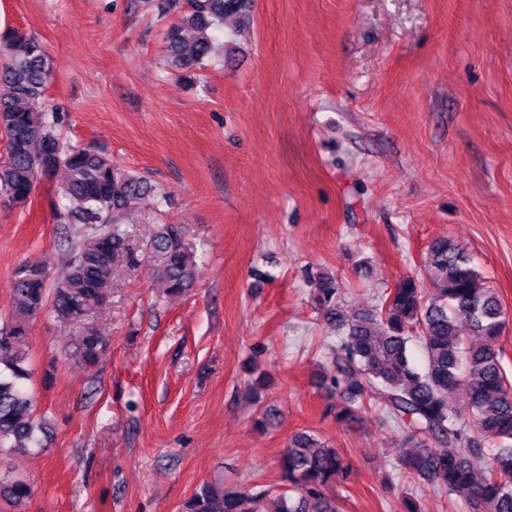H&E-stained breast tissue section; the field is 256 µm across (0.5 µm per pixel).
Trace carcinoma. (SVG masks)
Instances as JSON below:
<instances>
[{"mask_svg": "<svg viewBox=\"0 0 512 512\" xmlns=\"http://www.w3.org/2000/svg\"><path fill=\"white\" fill-rule=\"evenodd\" d=\"M166 8L178 20L165 34V64L188 73L224 60L218 38L224 17H237L240 29L251 22L246 0H167ZM0 41L9 56L0 73V130L7 136L0 198L25 203L39 176L60 173L59 223L83 230L54 282L39 265L16 269L14 317L0 326V454H41L53 431L37 416L29 386L30 318L46 307L61 321L88 318L106 298L99 282L112 281L122 260H142L165 293L181 295L193 286L196 254L182 224L161 225L142 253L133 251L122 216L158 188L98 152L65 145L57 132L60 117L46 99L51 63L42 43L22 28L6 30ZM423 266L427 282L407 275L377 304L337 317L323 385L342 401L336 418L358 420L375 404L402 429L410 451L396 462L398 470L450 495L464 493L471 512H512V382L497 347L507 312L497 292L482 284L472 255L454 241H432ZM315 289L336 317L331 304L339 283L323 275ZM415 341L421 367L411 357ZM106 348L89 324L75 356L91 365ZM279 469L286 486L272 500L271 488L203 483L183 512H339L328 490L345 485L352 467L336 449L298 432ZM30 495L24 479L0 475V499L20 503Z\"/></svg>", "mask_w": 512, "mask_h": 512, "instance_id": "obj_1", "label": "carcinoma"}]
</instances>
